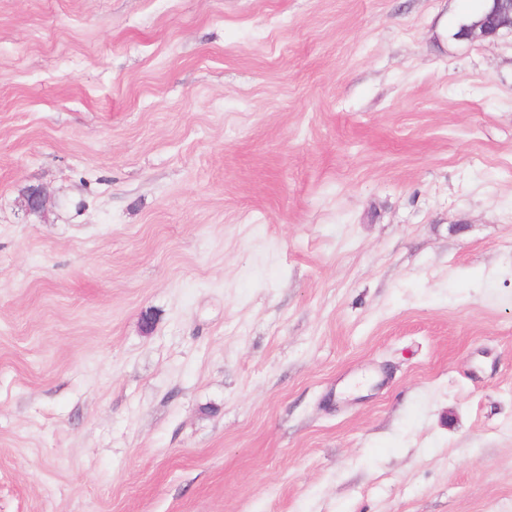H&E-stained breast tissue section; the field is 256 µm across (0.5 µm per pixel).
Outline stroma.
I'll list each match as a JSON object with an SVG mask.
<instances>
[{
    "label": "stroma",
    "mask_w": 512,
    "mask_h": 512,
    "mask_svg": "<svg viewBox=\"0 0 512 512\" xmlns=\"http://www.w3.org/2000/svg\"><path fill=\"white\" fill-rule=\"evenodd\" d=\"M478 6L0 0V512H512Z\"/></svg>",
    "instance_id": "35a3bbf8"
}]
</instances>
